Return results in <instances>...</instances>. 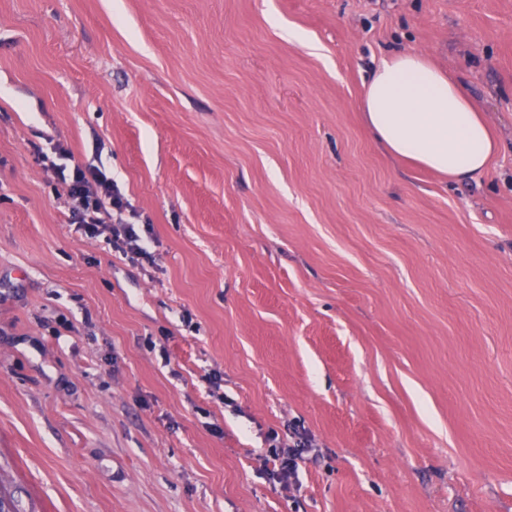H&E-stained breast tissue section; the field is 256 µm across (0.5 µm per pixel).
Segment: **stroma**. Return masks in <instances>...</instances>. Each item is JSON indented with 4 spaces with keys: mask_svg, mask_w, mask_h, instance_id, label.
I'll return each mask as SVG.
<instances>
[{
    "mask_svg": "<svg viewBox=\"0 0 512 512\" xmlns=\"http://www.w3.org/2000/svg\"><path fill=\"white\" fill-rule=\"evenodd\" d=\"M405 51L484 174L369 134ZM56 146L152 263L69 224ZM0 472L20 512H512V0H0ZM359 108L391 157L413 159L449 181L483 173L501 151L466 89L419 53L383 60ZM273 448L267 462L271 467L267 468L266 472L270 478L282 483L290 482L298 476L301 463H304L302 456L304 445H288V448L279 450L277 449L279 448L278 446Z\"/></svg>",
    "mask_w": 512,
    "mask_h": 512,
    "instance_id": "obj_1",
    "label": "stroma"
}]
</instances>
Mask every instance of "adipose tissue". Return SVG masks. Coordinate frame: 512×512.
<instances>
[{"mask_svg": "<svg viewBox=\"0 0 512 512\" xmlns=\"http://www.w3.org/2000/svg\"><path fill=\"white\" fill-rule=\"evenodd\" d=\"M359 108L391 157L413 159L452 181L483 173L501 150L466 89L418 53L383 61Z\"/></svg>", "mask_w": 512, "mask_h": 512, "instance_id": "obj_1", "label": "adipose tissue"}]
</instances>
